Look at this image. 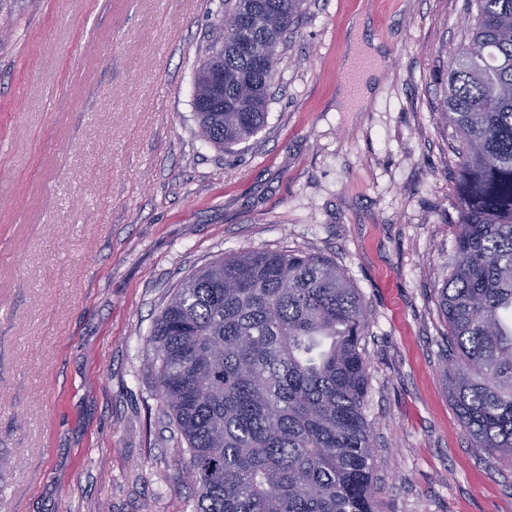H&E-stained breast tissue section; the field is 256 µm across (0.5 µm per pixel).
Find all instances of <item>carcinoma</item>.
<instances>
[{"mask_svg": "<svg viewBox=\"0 0 512 512\" xmlns=\"http://www.w3.org/2000/svg\"><path fill=\"white\" fill-rule=\"evenodd\" d=\"M303 2L222 0L194 76L203 141L224 149L265 126ZM472 2L442 104L459 141L443 376L475 447L512 460V0ZM368 323L334 263L293 252L222 256L172 291L150 344L191 512H375Z\"/></svg>", "mask_w": 512, "mask_h": 512, "instance_id": "carcinoma-1", "label": "carcinoma"}]
</instances>
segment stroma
Here are the masks:
<instances>
[{
    "label": "stroma",
    "mask_w": 512,
    "mask_h": 512,
    "mask_svg": "<svg viewBox=\"0 0 512 512\" xmlns=\"http://www.w3.org/2000/svg\"><path fill=\"white\" fill-rule=\"evenodd\" d=\"M469 0H306L265 127L197 135L220 0H0V512H183L148 339L228 253L336 263L370 313L376 512H512L442 373L459 183L440 108ZM387 67L340 112L353 41Z\"/></svg>",
    "instance_id": "35a3bbf8"
}]
</instances>
